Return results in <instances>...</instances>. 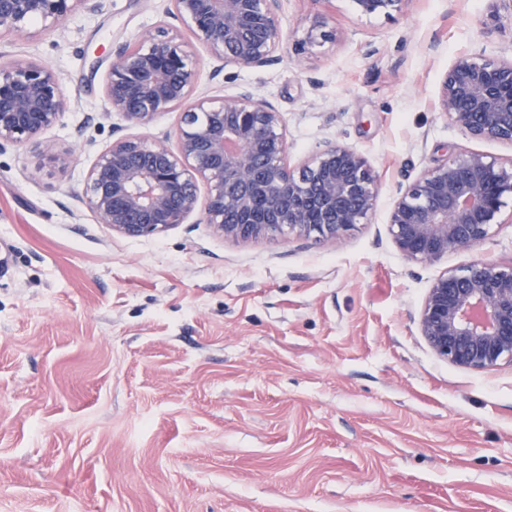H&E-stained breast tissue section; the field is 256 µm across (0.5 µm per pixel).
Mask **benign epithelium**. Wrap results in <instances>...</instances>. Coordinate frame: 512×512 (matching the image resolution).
I'll use <instances>...</instances> for the list:
<instances>
[{
  "label": "benign epithelium",
  "instance_id": "benign-epithelium-1",
  "mask_svg": "<svg viewBox=\"0 0 512 512\" xmlns=\"http://www.w3.org/2000/svg\"><path fill=\"white\" fill-rule=\"evenodd\" d=\"M95 0H0V27L19 36L35 21L61 24L74 6ZM168 14L213 57L244 68L270 65L280 48L278 0H170ZM365 18L391 17L409 0H352ZM194 54L178 32L159 30L117 52L106 100L134 126L180 111L178 148L122 136L89 168L83 201L99 223L127 237L159 235L185 224L208 190L204 223L251 241L288 231L336 240L373 210L378 179L355 149L329 143L297 169L276 107L249 94H195ZM56 76L34 63H0V148L35 140L62 114ZM439 109L464 134L512 143V59L463 55L445 73ZM512 193V168L481 153L425 171L398 198L389 226L402 255L433 263L472 249L496 224ZM432 350L453 365L486 371L512 361V263L474 261L439 277L420 316Z\"/></svg>",
  "mask_w": 512,
  "mask_h": 512
}]
</instances>
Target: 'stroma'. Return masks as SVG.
<instances>
[{
    "label": "stroma",
    "instance_id": "stroma-1",
    "mask_svg": "<svg viewBox=\"0 0 512 512\" xmlns=\"http://www.w3.org/2000/svg\"><path fill=\"white\" fill-rule=\"evenodd\" d=\"M169 6L99 0L0 34V61L46 67L66 97L40 140L0 149V512H512V363L456 367L419 325L437 278L512 261V197L483 243L434 263L407 260L388 225L448 158L512 166V143L437 108L457 55L512 57V8L410 0L369 20L351 0H279L273 64L196 45L198 93L271 101L290 167L330 141L379 178L339 239L242 243L198 213L124 237L81 200L96 156L134 131L106 102L110 61ZM318 16L335 40L300 49Z\"/></svg>",
    "mask_w": 512,
    "mask_h": 512
}]
</instances>
